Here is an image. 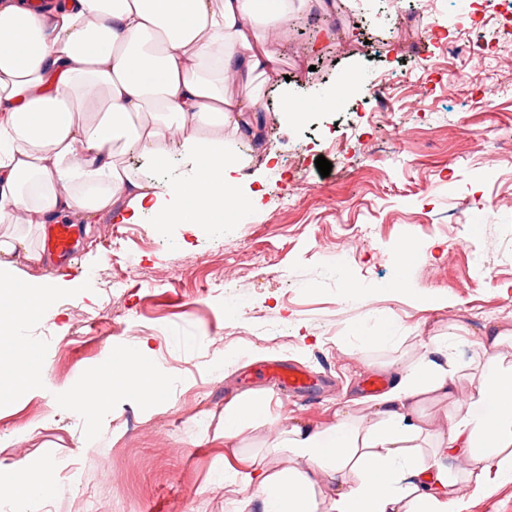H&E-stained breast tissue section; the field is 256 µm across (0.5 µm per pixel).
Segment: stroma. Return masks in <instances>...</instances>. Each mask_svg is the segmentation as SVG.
<instances>
[{"mask_svg": "<svg viewBox=\"0 0 512 512\" xmlns=\"http://www.w3.org/2000/svg\"><path fill=\"white\" fill-rule=\"evenodd\" d=\"M423 8L336 0L331 37H277L279 70L261 87L264 135L235 142L248 163L241 194L269 191L228 224H116L104 214L76 225L69 261L45 252V225L0 224V234L23 232L43 255L17 257L18 279H91L57 288L61 317L30 321L42 347L39 386L14 391L10 355L0 351V481L50 469L45 512H233L243 499L247 512H261L253 490L228 492L216 479L223 439L202 438L226 402L271 395L269 422L239 439L242 453L261 454L272 428L324 425L338 404L365 397L367 377L396 382L449 326L512 325V0H436L429 16ZM433 17L444 34L467 39L465 55L424 35ZM315 68L327 88L350 82V95L284 124V98H317ZM320 156L329 176L315 165ZM114 267L121 288L93 279ZM350 279L361 287L355 300ZM399 279L405 289L395 288ZM228 287L241 312L226 309ZM381 320L394 323L397 342L364 344L362 328ZM131 337L149 340L170 377L149 406L110 382L107 356ZM229 352L236 361L219 365ZM270 362L306 368L314 389L281 391L260 373ZM91 382L105 400L94 418L55 407L57 390ZM118 469L125 480L103 498ZM457 493L462 512H512V484L479 490L463 470Z\"/></svg>", "mask_w": 512, "mask_h": 512, "instance_id": "stroma-1", "label": "stroma"}]
</instances>
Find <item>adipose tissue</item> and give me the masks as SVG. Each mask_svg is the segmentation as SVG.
<instances>
[{
    "mask_svg": "<svg viewBox=\"0 0 512 512\" xmlns=\"http://www.w3.org/2000/svg\"><path fill=\"white\" fill-rule=\"evenodd\" d=\"M292 0H0V224H47L71 215L114 223L222 226L242 209L240 162L225 131L256 136L268 106L257 80L281 53L266 33L283 28ZM190 164L184 178L144 182L132 155ZM40 261L26 235L0 239V347L12 350L18 387L37 384L41 347H12L32 313L58 317L53 284L11 274L15 257ZM478 372L466 400L454 335L430 337L426 354L378 396L338 407L325 426L292 423L272 452L299 469L245 456L224 460L219 479L256 487L262 512H460L449 461L476 469L477 486L512 482V366L498 347L512 326L473 331ZM113 371L145 404L166 373L145 340L110 357ZM448 407L446 427L423 414ZM270 398L237 396L224 406L219 435L233 447L245 428L267 421Z\"/></svg>",
    "mask_w": 512,
    "mask_h": 512,
    "instance_id": "obj_1",
    "label": "adipose tissue"
}]
</instances>
